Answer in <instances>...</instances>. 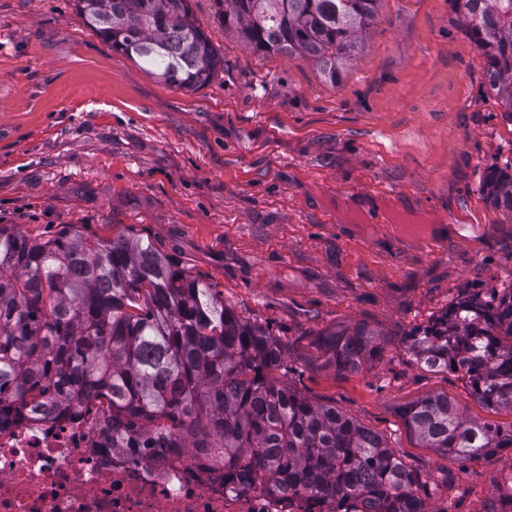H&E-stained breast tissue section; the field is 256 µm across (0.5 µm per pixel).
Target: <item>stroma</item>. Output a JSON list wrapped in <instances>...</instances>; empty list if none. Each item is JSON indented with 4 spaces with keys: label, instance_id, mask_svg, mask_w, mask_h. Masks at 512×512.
I'll return each instance as SVG.
<instances>
[{
    "label": "stroma",
    "instance_id": "1",
    "mask_svg": "<svg viewBox=\"0 0 512 512\" xmlns=\"http://www.w3.org/2000/svg\"><path fill=\"white\" fill-rule=\"evenodd\" d=\"M192 3L224 65L186 91L114 52L74 0H0V224L150 242L288 342L291 384L385 438L429 512H485L512 448L451 461L400 415L445 394L512 424L404 344L451 304L512 286V211L484 188L512 174V120L462 16L449 0H379L331 83ZM360 326L385 334L380 357L325 366V334Z\"/></svg>",
    "mask_w": 512,
    "mask_h": 512
}]
</instances>
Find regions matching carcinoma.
Here are the masks:
<instances>
[{"label":"carcinoma","mask_w":512,"mask_h":512,"mask_svg":"<svg viewBox=\"0 0 512 512\" xmlns=\"http://www.w3.org/2000/svg\"><path fill=\"white\" fill-rule=\"evenodd\" d=\"M85 25L164 83L212 81L221 58L191 0H75ZM252 50L297 56L336 81L376 18L378 0H211ZM512 119V0H450ZM512 210V176L486 184ZM382 350L362 329L328 342L327 362L357 372ZM407 353L428 371L461 374L469 395L512 414V289L496 304L464 300L415 331ZM288 347L239 318L211 285L140 239H90L75 229L47 240L0 225V413L107 414L114 448H185L198 465L263 474L301 487L370 499L385 512H428L417 477L378 433L289 383ZM423 448L461 462L512 447V427L465 417L448 396L404 407Z\"/></svg>","instance_id":"obj_1"}]
</instances>
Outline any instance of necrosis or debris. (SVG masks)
<instances>
[{
  "mask_svg": "<svg viewBox=\"0 0 512 512\" xmlns=\"http://www.w3.org/2000/svg\"><path fill=\"white\" fill-rule=\"evenodd\" d=\"M0 512H369L351 499L262 481L229 482L223 460L194 465L185 449L129 456L106 449L97 409L29 414L0 425Z\"/></svg>",
  "mask_w": 512,
  "mask_h": 512,
  "instance_id": "4bbe7bcc",
  "label": "necrosis or debris"
}]
</instances>
